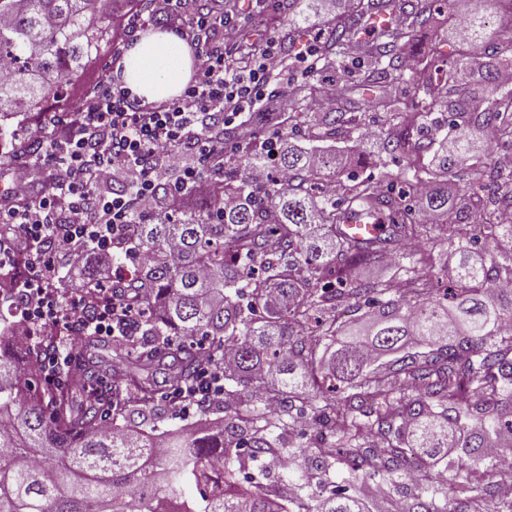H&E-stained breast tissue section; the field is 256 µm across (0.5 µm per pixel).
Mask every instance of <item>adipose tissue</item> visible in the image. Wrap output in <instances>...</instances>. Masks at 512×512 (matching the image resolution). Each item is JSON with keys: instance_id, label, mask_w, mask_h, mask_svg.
<instances>
[{"instance_id": "1", "label": "adipose tissue", "mask_w": 512, "mask_h": 512, "mask_svg": "<svg viewBox=\"0 0 512 512\" xmlns=\"http://www.w3.org/2000/svg\"><path fill=\"white\" fill-rule=\"evenodd\" d=\"M191 57L184 41L170 32L143 37L128 51L122 77L128 87L147 100L178 94L187 80Z\"/></svg>"}]
</instances>
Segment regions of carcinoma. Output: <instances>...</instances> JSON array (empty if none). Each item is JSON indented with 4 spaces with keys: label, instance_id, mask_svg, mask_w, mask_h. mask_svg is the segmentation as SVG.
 I'll list each match as a JSON object with an SVG mask.
<instances>
[{
    "label": "carcinoma",
    "instance_id": "cac0c4a2",
    "mask_svg": "<svg viewBox=\"0 0 512 512\" xmlns=\"http://www.w3.org/2000/svg\"><path fill=\"white\" fill-rule=\"evenodd\" d=\"M113 2L0 0V16L10 19L0 26V58L16 63L11 78H0V147L32 151L11 121L39 114L100 53ZM435 2L352 0L317 43L331 87L366 19L378 26L361 82L404 80L401 49L432 25ZM485 69L493 101L481 111L450 93L475 74L464 48L443 78L382 102L391 125L379 152L406 159L386 172L383 194L378 180L355 172L334 194L317 192L332 158L300 146L275 151L267 140L224 157L209 195L161 185L169 205L137 225L142 257L112 289L137 310L132 326L118 327L107 344L82 338L80 368L49 389L43 362L57 337L19 356L0 346V512H373L363 492L371 482L388 503L382 512H512L493 481L500 457L512 455V335L500 333L512 320V288H496L512 282V223L495 218L512 207V169L484 166L463 202L448 195L453 168L472 158L474 134L493 127L498 144L512 147V123L499 112L512 107V87L497 84L512 56L495 51ZM432 112L448 113L457 135L427 163L419 115ZM300 117L306 136L331 139L356 126L350 112L288 120ZM256 166L268 173L262 187L249 178ZM488 183L499 192L484 197ZM450 210L458 223L423 222ZM356 215L382 219L379 235L346 234ZM390 256L401 289L357 276ZM438 264L451 277L447 305L435 297ZM274 292L282 303L271 310ZM350 302L367 308L365 339L324 363L318 348L336 335ZM227 343L234 361L222 375L224 397L197 406L214 424L149 433L129 424L134 414L164 421L160 390L194 382L202 355ZM393 352L400 356L376 365ZM106 380L110 420L97 392ZM306 410L312 438L295 417ZM331 448L348 477L309 484L300 458L325 459ZM257 462L279 470L293 495L257 477L241 488L236 475ZM441 463L451 472L445 482L434 473Z\"/></svg>",
    "mask_w": 512,
    "mask_h": 512
}]
</instances>
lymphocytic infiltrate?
Returning <instances> with one entry per match:
<instances>
[{
  "label": "lymphocytic infiltrate",
  "mask_w": 512,
  "mask_h": 512,
  "mask_svg": "<svg viewBox=\"0 0 512 512\" xmlns=\"http://www.w3.org/2000/svg\"><path fill=\"white\" fill-rule=\"evenodd\" d=\"M161 2L172 29L194 50L196 70L181 94L149 101L110 75L74 98L67 112L41 114L22 135L40 144L41 153L13 165L10 175L22 189L35 175L48 174V188L23 204H0V223L15 229L13 237L0 238V267H23L15 280L24 302L14 331L27 342L43 335L64 338L48 361L52 384L63 380L58 364L76 370V339L114 335L124 312L112 296L115 276L109 273L95 291L93 316L83 317L88 283L75 269L61 271L55 255L82 247L107 260L117 246L134 251L138 219L160 211L157 190L169 176L197 195L212 190L210 178L188 162L184 146L195 147L204 160L223 162L225 124L251 107L297 94L296 85L281 77L273 41L253 44L249 61L237 64L223 50L240 35L228 18L190 21L177 9L178 0ZM114 171L133 178L124 193L109 196L101 186ZM64 276L72 281L65 292L58 287Z\"/></svg>",
  "instance_id": "lymphocytic-infiltrate-1"
}]
</instances>
